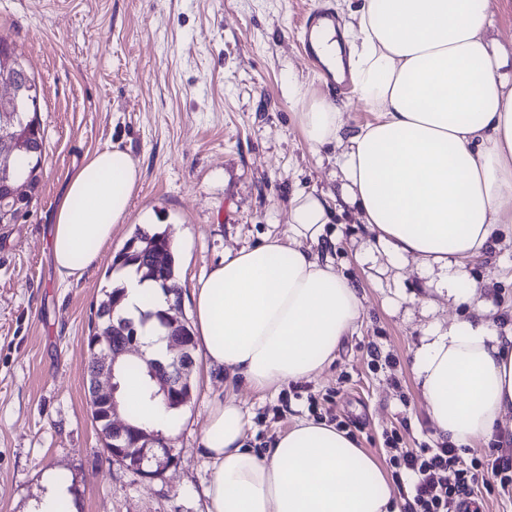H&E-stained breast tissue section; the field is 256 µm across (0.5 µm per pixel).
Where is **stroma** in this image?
<instances>
[{"instance_id": "obj_1", "label": "stroma", "mask_w": 512, "mask_h": 512, "mask_svg": "<svg viewBox=\"0 0 512 512\" xmlns=\"http://www.w3.org/2000/svg\"><path fill=\"white\" fill-rule=\"evenodd\" d=\"M346 22L358 0H0V37L40 89L46 150L26 218L0 224V512H25L47 475L66 478L75 512H205L210 475L200 438L225 376L202 360L167 436L175 462L147 479L107 459L88 406V322L108 270L136 228L177 240L181 313L194 282L270 233L288 235L292 196L339 198L337 149L299 127L294 83L344 104L350 130L373 119L350 87L333 89L302 44L318 3ZM112 145L142 171L126 223L79 281H62L50 250L64 188L84 158ZM313 254L351 277L364 313L334 361L273 391L237 389L249 444L266 448L302 418L344 428L385 462L391 432L405 448L442 446L411 361L427 331L463 315L415 260L394 267L344 206ZM512 323V239L468 269Z\"/></svg>"}]
</instances>
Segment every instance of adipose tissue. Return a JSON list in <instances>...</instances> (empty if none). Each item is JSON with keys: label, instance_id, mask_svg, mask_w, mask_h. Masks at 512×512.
<instances>
[{"label": "adipose tissue", "instance_id": "1", "mask_svg": "<svg viewBox=\"0 0 512 512\" xmlns=\"http://www.w3.org/2000/svg\"><path fill=\"white\" fill-rule=\"evenodd\" d=\"M488 0H364L342 41L352 92L374 121L345 135L341 106L294 86L298 123L313 147L341 146V199L374 232L392 263L420 260L467 309L432 330L413 370L433 428L458 446L512 431V327L500 326L467 267L512 224V81L493 61ZM141 171L128 151L88 155L56 212L51 252L62 279L80 280L125 223ZM330 221L325 198L297 193L287 238L269 235L224 258L192 286L196 350L207 369L255 391L307 380L329 365L362 317L356 286L305 242ZM120 312L167 308L161 287L121 274ZM120 402L154 427L176 417L128 378ZM248 421L234 392L215 399L202 435L211 476L207 512H398L377 460L346 432L303 419L273 448L246 447Z\"/></svg>", "mask_w": 512, "mask_h": 512}]
</instances>
